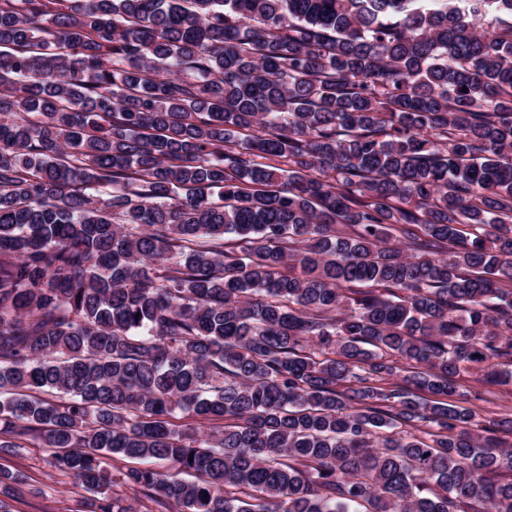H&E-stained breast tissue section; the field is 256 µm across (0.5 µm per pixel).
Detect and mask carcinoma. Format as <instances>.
<instances>
[{
    "label": "carcinoma",
    "mask_w": 512,
    "mask_h": 512,
    "mask_svg": "<svg viewBox=\"0 0 512 512\" xmlns=\"http://www.w3.org/2000/svg\"><path fill=\"white\" fill-rule=\"evenodd\" d=\"M476 369L512 0H0V455L82 512H512ZM44 448L28 445L21 456H3L0 464L23 474L28 490L12 502L14 512H72L80 509L82 496L87 495L73 480L52 469L46 462Z\"/></svg>",
    "instance_id": "cac0c4a2"
}]
</instances>
